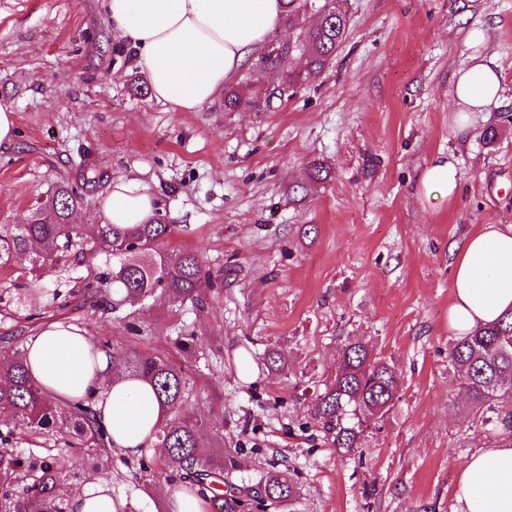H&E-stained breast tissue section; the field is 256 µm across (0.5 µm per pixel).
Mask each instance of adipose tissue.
<instances>
[{
  "mask_svg": "<svg viewBox=\"0 0 512 512\" xmlns=\"http://www.w3.org/2000/svg\"><path fill=\"white\" fill-rule=\"evenodd\" d=\"M287 0H103L106 16L137 53L153 96L176 112L210 103L281 24ZM504 88L493 62L469 55L452 90L460 111L459 134L474 128L471 115L497 105ZM455 164L433 159L415 191L420 201L455 199ZM154 210V197L136 181L114 183L104 207L108 224H140ZM448 327L457 336L512 311V224H485L458 244ZM23 358L33 378L65 400L92 399L100 427L113 447L138 458L155 451L154 430L163 417L152 388L116 372L112 358L86 329L52 323L32 338ZM456 512H512V442L471 455L455 488ZM100 478L85 482L70 501L72 512H121Z\"/></svg>",
  "mask_w": 512,
  "mask_h": 512,
  "instance_id": "obj_1",
  "label": "adipose tissue"
}]
</instances>
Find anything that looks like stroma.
I'll list each match as a JSON object with an SVG mask.
<instances>
[{"mask_svg": "<svg viewBox=\"0 0 512 512\" xmlns=\"http://www.w3.org/2000/svg\"><path fill=\"white\" fill-rule=\"evenodd\" d=\"M344 8L329 66L271 108L228 112L219 96L175 112L153 97L102 0H0V102L17 120L14 147L0 151V235L64 182L86 187L79 223H102L112 184L135 179L172 225L169 247L198 254L221 282L198 306L112 314L87 293L111 257L70 253L40 274L15 249L0 256V351L58 320L181 364L183 412L208 422L205 444L241 449L248 479L288 471L300 489L292 512H455L460 468L489 440L448 366L452 247L512 223V0ZM474 30L505 94L462 139L451 88ZM438 155L456 165L458 194L420 202L416 180ZM354 340L396 365L399 399L346 456L309 406ZM273 352L283 367H269ZM11 430L16 453L101 476L128 512H165L181 485L154 456L100 461L65 432L33 435L19 419Z\"/></svg>", "mask_w": 512, "mask_h": 512, "instance_id": "35a3bbf8", "label": "stroma"}]
</instances>
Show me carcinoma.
Masks as SVG:
<instances>
[{
	"instance_id": "cac0c4a2",
	"label": "carcinoma",
	"mask_w": 512,
	"mask_h": 512,
	"mask_svg": "<svg viewBox=\"0 0 512 512\" xmlns=\"http://www.w3.org/2000/svg\"><path fill=\"white\" fill-rule=\"evenodd\" d=\"M342 0H288V29L298 31L302 55L306 57L304 73L287 67L291 54L278 44L264 56L272 59L267 66L273 86L293 85L319 75L331 61L345 38L348 19L341 8ZM317 16L314 28L301 25V17ZM272 95L264 100L244 97L237 89L224 95V106L233 112L242 104L268 108ZM84 203V191L70 185L58 187L52 198L33 212L30 220L19 227V233L0 236V251L30 247L32 264H51L60 253L104 252L117 261L111 274L100 277L94 295L97 303L119 311L152 299L156 302H202L204 288H215L211 273L198 255L165 246L172 233L171 225L159 218L143 224H96L93 235L83 234V227L72 223L73 214ZM116 366L153 387L165 416L157 432V445L167 449L160 459L162 472H172L189 484L203 498L209 512H245L253 505V490L272 489V495L261 505L290 506L299 497L296 483L288 473L272 470L257 481L237 480L239 451L208 448L202 443L207 422L181 413L188 374L180 366L156 356L137 352H112ZM448 366L453 370L471 410L492 445L512 442V312L496 323L475 330L448 348ZM399 399L397 368L374 355L360 341L342 348L339 368L311 404V417L333 434L336 449L344 454L361 445L365 429L378 423ZM26 421L35 434L55 428H67L77 444L106 451V433L97 423L90 402L62 403L44 392L32 379L23 357L0 354V424L8 426L15 418ZM11 431L0 434V498L5 512H25L28 502L36 501L42 512H68L63 475L47 457L27 459L30 481L22 494L10 492L15 482L13 472L22 466L14 452L7 448Z\"/></svg>"
}]
</instances>
